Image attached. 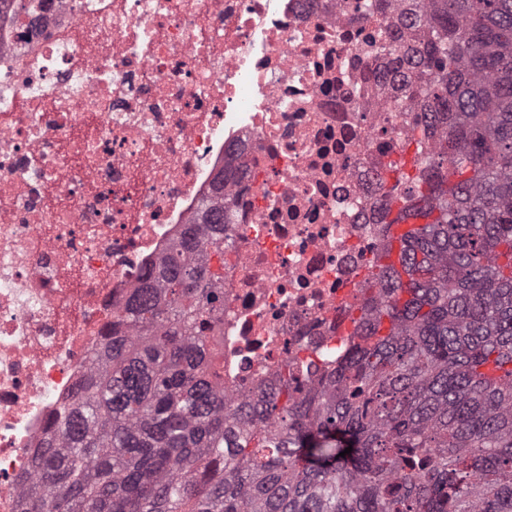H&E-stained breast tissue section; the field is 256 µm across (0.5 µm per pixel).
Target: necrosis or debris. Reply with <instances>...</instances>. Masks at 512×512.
Instances as JSON below:
<instances>
[{
	"label": "necrosis or debris",
	"instance_id": "obj_1",
	"mask_svg": "<svg viewBox=\"0 0 512 512\" xmlns=\"http://www.w3.org/2000/svg\"><path fill=\"white\" fill-rule=\"evenodd\" d=\"M398 0L0 6V512H18L112 313L223 197L224 389L304 386L381 242L384 153L416 126Z\"/></svg>",
	"mask_w": 512,
	"mask_h": 512
}]
</instances>
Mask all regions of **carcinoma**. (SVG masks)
<instances>
[{
  "label": "carcinoma",
  "instance_id": "obj_1",
  "mask_svg": "<svg viewBox=\"0 0 512 512\" xmlns=\"http://www.w3.org/2000/svg\"><path fill=\"white\" fill-rule=\"evenodd\" d=\"M393 47L431 155L381 166L382 247L317 385L224 393V206L112 312L20 512H512V0H405ZM395 179L388 185L389 179ZM425 223L391 250L393 206ZM352 452L339 456L345 448Z\"/></svg>",
  "mask_w": 512,
  "mask_h": 512
}]
</instances>
